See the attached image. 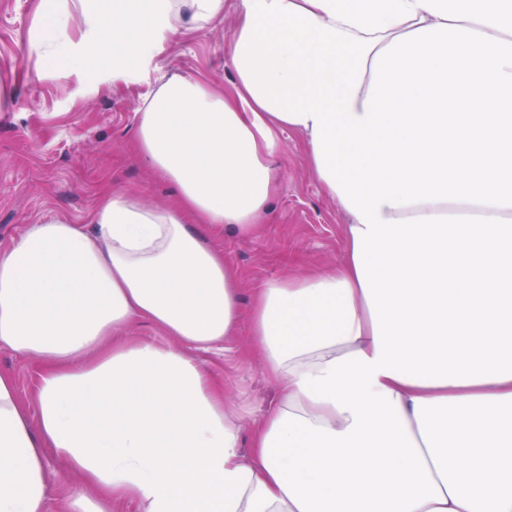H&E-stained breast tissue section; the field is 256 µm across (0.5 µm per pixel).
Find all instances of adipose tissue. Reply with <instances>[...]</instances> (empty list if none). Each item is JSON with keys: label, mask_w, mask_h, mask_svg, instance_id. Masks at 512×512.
Here are the masks:
<instances>
[{"label": "adipose tissue", "mask_w": 512, "mask_h": 512, "mask_svg": "<svg viewBox=\"0 0 512 512\" xmlns=\"http://www.w3.org/2000/svg\"><path fill=\"white\" fill-rule=\"evenodd\" d=\"M319 22L364 38L447 23L512 41V0H291ZM224 15V0H71L39 4L41 30L78 17L71 54L83 71L124 80L149 68L188 24ZM135 149L174 185V208L108 192L89 225L54 218L0 247V345L41 367L32 402L0 370V512H50L49 455L70 482L61 512H299L264 466V441L291 412L344 431L350 413L313 402L302 374L355 352L375 357L373 323L353 258L347 213L343 259L282 276L240 299L237 270L215 241L255 234L276 196L269 152L288 130L312 143L311 124L287 122L254 99L242 76L231 92L173 76L139 110ZM383 218L494 215L467 202L381 206ZM145 321L162 341L129 336ZM248 323V349L279 390L241 451V418L196 351L223 348ZM443 502L415 512H512V379L413 384L386 375Z\"/></svg>", "instance_id": "adipose-tissue-1"}]
</instances>
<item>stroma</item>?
<instances>
[{
	"label": "stroma",
	"instance_id": "1",
	"mask_svg": "<svg viewBox=\"0 0 512 512\" xmlns=\"http://www.w3.org/2000/svg\"><path fill=\"white\" fill-rule=\"evenodd\" d=\"M238 0H227L223 21L180 33L148 70L124 82L84 73H38L36 0H0V247L30 224L61 217L89 223L98 199L126 189L147 202L174 205V186L149 170L130 143L144 97L162 78L187 75L230 87V23ZM270 161L282 173L266 224L249 237L225 236V258L242 276V299L262 282L303 276L341 259L342 212L309 167L300 135L280 133ZM219 377L246 425L262 419L277 398L275 382L247 359L242 340L199 352Z\"/></svg>",
	"mask_w": 512,
	"mask_h": 512
}]
</instances>
